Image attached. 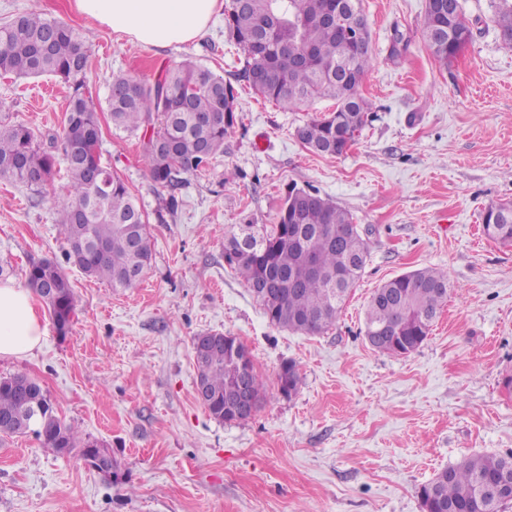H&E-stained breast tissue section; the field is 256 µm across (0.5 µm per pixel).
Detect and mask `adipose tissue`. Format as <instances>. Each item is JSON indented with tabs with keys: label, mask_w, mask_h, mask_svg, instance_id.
<instances>
[{
	"label": "adipose tissue",
	"mask_w": 512,
	"mask_h": 512,
	"mask_svg": "<svg viewBox=\"0 0 512 512\" xmlns=\"http://www.w3.org/2000/svg\"><path fill=\"white\" fill-rule=\"evenodd\" d=\"M77 11L113 33L141 44L166 48L198 37L219 0H74ZM30 292L0 285V358H21L44 340Z\"/></svg>",
	"instance_id": "ef3b65f1"
}]
</instances>
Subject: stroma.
<instances>
[{"mask_svg":"<svg viewBox=\"0 0 512 512\" xmlns=\"http://www.w3.org/2000/svg\"><path fill=\"white\" fill-rule=\"evenodd\" d=\"M427 0H362L371 64L360 90L372 102L339 157L308 151L296 129L332 111L318 100L285 111L256 96L216 12L196 39L145 47L79 15L71 0H0V25L37 9L91 30L86 91L98 109L101 160L149 216L151 267L115 290L68 263L48 194L0 180V261L24 287L50 259L75 298L59 337L44 303L42 346L0 359V376L37 379L59 416L101 441L125 483L34 433L0 437V512H421L419 488L461 457L512 451V246L489 240L481 214L512 203V47L490 0H460L471 36L440 63L423 36ZM191 60L230 83L238 124L223 155L184 175L178 207L156 186L137 137L115 131L112 78L154 81ZM69 89L51 76L0 75V121L51 141L66 123ZM318 191L348 210L370 241L363 276L327 332L271 325L224 257L239 224H272L288 187ZM447 269L451 292L428 339L391 356L364 335L372 291L416 269ZM236 336L263 378V399L241 423L213 419L196 397L193 338ZM299 366L295 393L278 375Z\"/></svg>","mask_w":512,"mask_h":512,"instance_id":"stroma-1","label":"stroma"}]
</instances>
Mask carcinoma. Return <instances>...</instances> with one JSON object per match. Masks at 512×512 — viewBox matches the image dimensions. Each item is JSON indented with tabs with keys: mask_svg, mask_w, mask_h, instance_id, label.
Instances as JSON below:
<instances>
[{
	"mask_svg": "<svg viewBox=\"0 0 512 512\" xmlns=\"http://www.w3.org/2000/svg\"><path fill=\"white\" fill-rule=\"evenodd\" d=\"M338 0H250L245 8L229 0L224 10L227 40L243 56V79L258 96L284 110H299L318 99L336 101L328 115L314 117L296 129L297 138L314 153L343 155L359 137L372 105L359 93L370 63V31L355 0L350 14L356 37L341 36L322 16ZM427 0L422 30L433 55L448 63L470 38L462 8H441ZM494 23L504 45L512 47V0H491ZM92 38L38 13L30 12L0 27V72L18 77L53 75L70 89L63 132L62 161L67 180L55 187L58 161L36 142L24 124L0 122V180L48 191L67 237L66 259L84 274L128 289L151 265L148 221L123 179L101 162V128L97 109L84 92ZM119 90L108 100L112 126L130 136L154 128L141 141L152 180L168 191L175 209L181 175L192 174L224 152V140L237 124V95L224 77L191 61L167 69L153 84L116 77ZM484 234L512 244V205L489 206L482 213ZM254 254L240 251V233L224 243V256L248 286L274 282L276 294L254 298L269 323L318 335L339 319L352 288L361 279L369 256V239L347 210L317 192L286 194L277 223L263 225ZM27 287L47 306L61 335L69 332L75 301L57 263L31 265ZM449 285L448 271L424 268L396 276L378 288L366 309L365 337L390 332L382 352L407 356L428 338L448 296L436 285ZM197 376L205 388L204 408L219 422L237 423L227 408L244 373L256 397L262 376L244 346L233 356L224 348L194 349ZM299 368L282 366L280 389L297 390ZM36 428L44 447L56 453L77 452L86 460L99 455L122 480L120 463L109 448L82 437L56 413L42 385L25 373L0 377V435L25 434L20 422ZM431 512H507L512 507V452L464 456L421 486Z\"/></svg>",
	"mask_w": 512,
	"mask_h": 512,
	"instance_id": "carcinoma-1",
	"label": "carcinoma"
}]
</instances>
